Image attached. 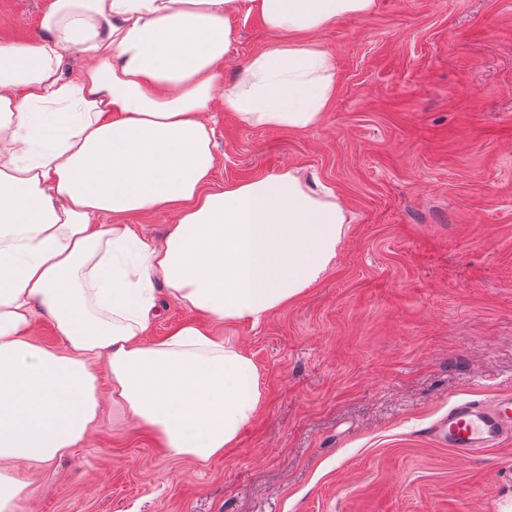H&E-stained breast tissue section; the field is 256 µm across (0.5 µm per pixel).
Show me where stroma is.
I'll use <instances>...</instances> for the list:
<instances>
[{"instance_id":"stroma-1","label":"stroma","mask_w":512,"mask_h":512,"mask_svg":"<svg viewBox=\"0 0 512 512\" xmlns=\"http://www.w3.org/2000/svg\"><path fill=\"white\" fill-rule=\"evenodd\" d=\"M50 0H0V40ZM224 79L274 34L237 18ZM336 66L315 127L216 109L209 189L313 170L352 220L335 268L262 324H211L258 367L265 402L207 465L169 455L112 403L47 464L20 512H512V440L461 455L433 430L512 393V0H376L314 33Z\"/></svg>"}]
</instances>
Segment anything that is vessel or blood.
<instances>
[{
  "instance_id": "obj_1",
  "label": "vessel or blood",
  "mask_w": 512,
  "mask_h": 512,
  "mask_svg": "<svg viewBox=\"0 0 512 512\" xmlns=\"http://www.w3.org/2000/svg\"><path fill=\"white\" fill-rule=\"evenodd\" d=\"M511 438L512 394L498 397L489 406L474 401L456 403L443 421V442L463 455Z\"/></svg>"
}]
</instances>
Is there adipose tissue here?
Listing matches in <instances>:
<instances>
[{
    "mask_svg": "<svg viewBox=\"0 0 512 512\" xmlns=\"http://www.w3.org/2000/svg\"><path fill=\"white\" fill-rule=\"evenodd\" d=\"M375 0H53L33 40L0 42V512L25 478L87 439L112 399L169 454L207 464L235 447L265 394L252 357L189 320L146 336L157 290L213 322L260 323L334 269L351 222L315 172L208 190V114L247 127L318 125L336 93L331 56L307 33ZM278 38L223 80L231 16ZM75 48L88 65L65 78ZM177 206L162 240L106 215ZM60 347L32 338L35 316Z\"/></svg>",
    "mask_w": 512,
    "mask_h": 512,
    "instance_id": "ef3b65f1",
    "label": "adipose tissue"
}]
</instances>
